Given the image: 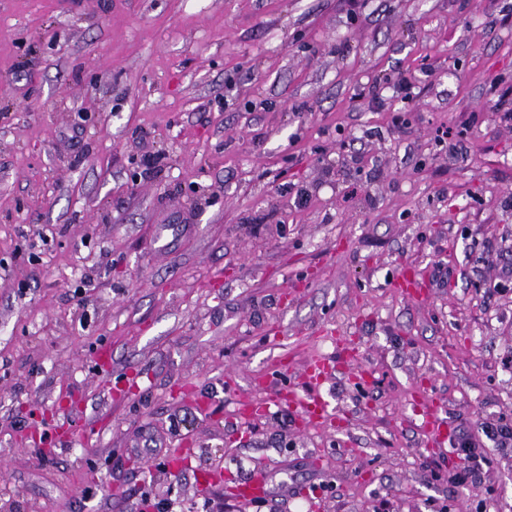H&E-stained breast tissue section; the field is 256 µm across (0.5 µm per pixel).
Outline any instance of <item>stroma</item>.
<instances>
[{
    "instance_id": "obj_1",
    "label": "stroma",
    "mask_w": 512,
    "mask_h": 512,
    "mask_svg": "<svg viewBox=\"0 0 512 512\" xmlns=\"http://www.w3.org/2000/svg\"><path fill=\"white\" fill-rule=\"evenodd\" d=\"M313 357L325 425L285 398ZM481 423L512 0H0V512H512V447L457 479ZM455 445L463 452L461 457L463 463L458 474L460 481L463 482L469 477L472 478L478 472L477 465L473 462L477 458V450L480 444L473 434L463 432L458 435ZM268 480L263 475H252L239 480L234 486L232 497L245 502L264 497L268 494Z\"/></svg>"
}]
</instances>
